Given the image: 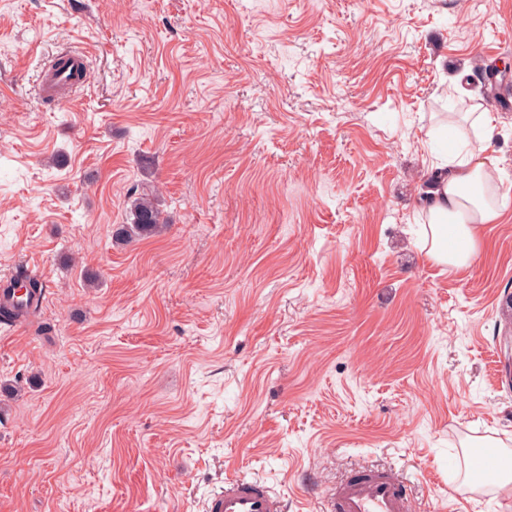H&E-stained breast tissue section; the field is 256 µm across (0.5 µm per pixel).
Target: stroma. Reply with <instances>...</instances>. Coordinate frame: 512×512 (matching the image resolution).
<instances>
[{
    "label": "stroma",
    "mask_w": 512,
    "mask_h": 512,
    "mask_svg": "<svg viewBox=\"0 0 512 512\" xmlns=\"http://www.w3.org/2000/svg\"><path fill=\"white\" fill-rule=\"evenodd\" d=\"M88 54L72 98L41 65ZM512 0H0V512H201L233 476L322 512L389 468L411 512H512V197L471 263L416 221L453 82ZM490 154L512 183V84ZM60 165H49L54 155ZM170 224L130 244L133 186ZM14 275L15 274L3 275L0 278V301L4 299L5 301L17 304L24 302L25 291L22 288H26L27 294L29 293L30 298L32 295L37 294L38 291L40 293V288L42 287L38 280L22 274L17 277L14 283V286H18L20 284L22 288H12V279L14 278Z\"/></svg>",
    "instance_id": "35a3bbf8"
}]
</instances>
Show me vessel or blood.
Here are the masks:
<instances>
[{
  "label": "vessel or blood",
  "mask_w": 512,
  "mask_h": 512,
  "mask_svg": "<svg viewBox=\"0 0 512 512\" xmlns=\"http://www.w3.org/2000/svg\"><path fill=\"white\" fill-rule=\"evenodd\" d=\"M85 56L74 53L69 66L55 76L53 83L73 85ZM50 83V84H53ZM50 84L41 83V92ZM409 495L403 480L385 469H361L338 484L327 500L324 512H409ZM203 512H282L281 501L264 482L245 476L225 483L209 495Z\"/></svg>",
  "instance_id": "obj_1"
}]
</instances>
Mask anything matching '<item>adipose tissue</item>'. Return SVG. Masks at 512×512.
Returning <instances> with one entry per match:
<instances>
[{"mask_svg": "<svg viewBox=\"0 0 512 512\" xmlns=\"http://www.w3.org/2000/svg\"><path fill=\"white\" fill-rule=\"evenodd\" d=\"M500 178L495 159L475 152L448 158L432 170L422 200L434 260L452 267L468 265L479 248L483 225L502 217V204L486 195Z\"/></svg>", "mask_w": 512, "mask_h": 512, "instance_id": "obj_1", "label": "adipose tissue"}]
</instances>
